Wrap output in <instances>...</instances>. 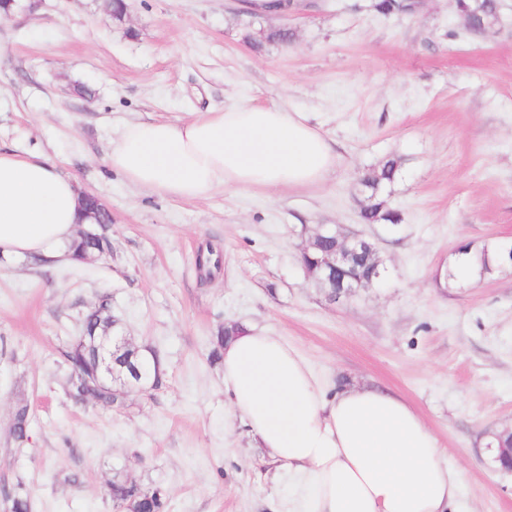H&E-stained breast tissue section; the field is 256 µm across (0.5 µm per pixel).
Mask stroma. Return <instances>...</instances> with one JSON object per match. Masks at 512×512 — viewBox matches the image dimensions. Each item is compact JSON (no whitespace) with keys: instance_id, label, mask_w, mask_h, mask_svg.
<instances>
[{"instance_id":"obj_1","label":"stroma","mask_w":512,"mask_h":512,"mask_svg":"<svg viewBox=\"0 0 512 512\" xmlns=\"http://www.w3.org/2000/svg\"><path fill=\"white\" fill-rule=\"evenodd\" d=\"M16 0L0 12V152L39 154L110 212L112 254L82 264L0 257V490L31 512H114L122 471L160 486L168 512H285L290 478L259 448L208 359L218 326H257L304 358L326 391L401 396L463 472L462 512H512L490 435L512 427V266L447 279L461 247L512 243V0L496 32H468L454 0L386 17L371 0H314L255 17L240 0ZM289 29L287 42L264 33ZM239 101L306 113L336 146L324 181L174 199L134 187L107 155L129 121ZM399 158V224H364L358 179ZM374 240L384 279L331 301L301 248L316 225ZM214 246L220 269L201 279ZM109 297L119 328L158 350L166 378L123 408L72 403L62 353ZM29 438L9 433L18 402Z\"/></svg>"}]
</instances>
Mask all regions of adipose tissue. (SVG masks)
Masks as SVG:
<instances>
[{
	"mask_svg": "<svg viewBox=\"0 0 512 512\" xmlns=\"http://www.w3.org/2000/svg\"><path fill=\"white\" fill-rule=\"evenodd\" d=\"M108 164L134 186L199 199L220 187L318 184L335 168L336 150L302 113L240 102L130 122ZM80 198L41 155L0 152V255L67 256ZM222 366L233 413L288 469L289 512H457L461 472L396 393L347 385L325 395L292 346L255 327L225 341Z\"/></svg>",
	"mask_w": 512,
	"mask_h": 512,
	"instance_id": "ef3b65f1",
	"label": "adipose tissue"
}]
</instances>
